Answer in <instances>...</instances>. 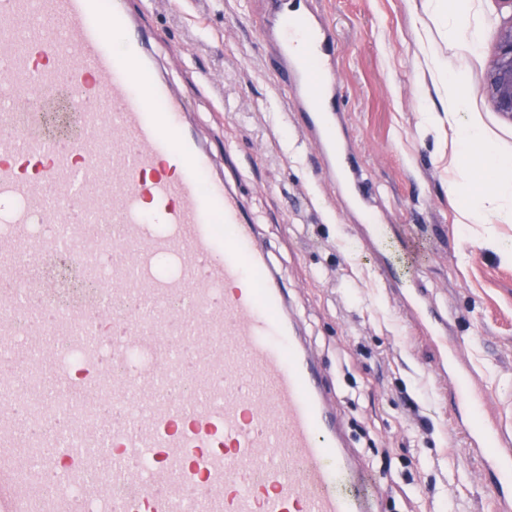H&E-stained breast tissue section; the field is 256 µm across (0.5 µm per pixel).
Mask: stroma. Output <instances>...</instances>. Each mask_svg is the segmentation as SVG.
<instances>
[{
    "label": "stroma",
    "mask_w": 512,
    "mask_h": 512,
    "mask_svg": "<svg viewBox=\"0 0 512 512\" xmlns=\"http://www.w3.org/2000/svg\"><path fill=\"white\" fill-rule=\"evenodd\" d=\"M317 6L336 32L341 137L386 227L376 244L346 211L344 187L315 175V147L258 35L266 0H128L256 225L345 443L380 494L376 512H496L494 476L457 423L449 378L466 373L485 430L512 454V261L492 245L512 242V223H459L461 143L424 118L442 110L440 80H460L466 111L512 154V118L481 92L504 14L497 0H464L438 19L428 0ZM414 289L443 310L445 334L415 318Z\"/></svg>",
    "instance_id": "obj_1"
}]
</instances>
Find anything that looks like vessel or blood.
<instances>
[{
	"instance_id": "vessel-or-blood-1",
	"label": "vessel or blood",
	"mask_w": 512,
	"mask_h": 512,
	"mask_svg": "<svg viewBox=\"0 0 512 512\" xmlns=\"http://www.w3.org/2000/svg\"><path fill=\"white\" fill-rule=\"evenodd\" d=\"M262 34L317 172L351 171L327 20L279 0ZM66 90L59 138L44 108ZM187 117L124 0H0V512H79L61 481L112 512H371L256 228ZM62 252L100 294L57 306ZM101 325L113 357L149 363L103 362ZM64 341L85 375L47 377Z\"/></svg>"
}]
</instances>
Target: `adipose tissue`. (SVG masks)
<instances>
[{"instance_id":"adipose-tissue-1","label":"adipose tissue","mask_w":512,"mask_h":512,"mask_svg":"<svg viewBox=\"0 0 512 512\" xmlns=\"http://www.w3.org/2000/svg\"><path fill=\"white\" fill-rule=\"evenodd\" d=\"M444 96L448 102V128L464 133L467 147L459 158L464 178H480L471 200L459 205L462 224H508L512 222V157L496 153L476 117H463L465 101L458 82H448Z\"/></svg>"}]
</instances>
